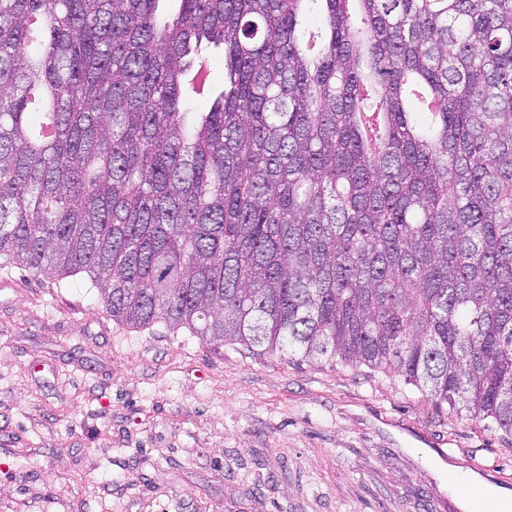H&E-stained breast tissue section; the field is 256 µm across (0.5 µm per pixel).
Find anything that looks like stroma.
Listing matches in <instances>:
<instances>
[{
  "label": "stroma",
  "mask_w": 512,
  "mask_h": 512,
  "mask_svg": "<svg viewBox=\"0 0 512 512\" xmlns=\"http://www.w3.org/2000/svg\"><path fill=\"white\" fill-rule=\"evenodd\" d=\"M426 448L512 434L381 369L112 320L84 275L0 263V512H450Z\"/></svg>",
  "instance_id": "stroma-1"
}]
</instances>
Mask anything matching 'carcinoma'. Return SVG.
Listing matches in <instances>:
<instances>
[{
    "instance_id": "cac0c4a2",
    "label": "carcinoma",
    "mask_w": 512,
    "mask_h": 512,
    "mask_svg": "<svg viewBox=\"0 0 512 512\" xmlns=\"http://www.w3.org/2000/svg\"><path fill=\"white\" fill-rule=\"evenodd\" d=\"M159 2L0 0V260L512 432V0Z\"/></svg>"
}]
</instances>
